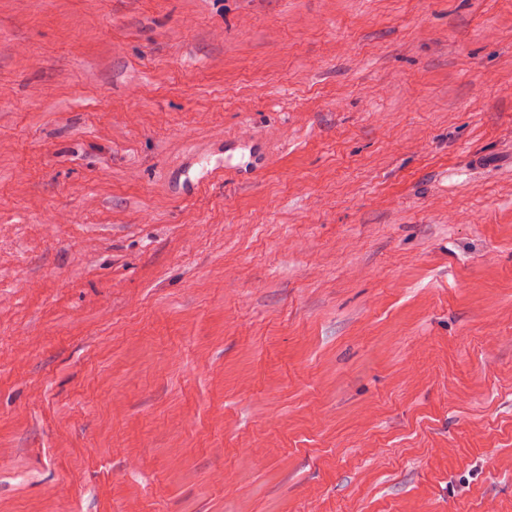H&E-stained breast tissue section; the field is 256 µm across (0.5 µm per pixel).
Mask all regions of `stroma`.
I'll return each instance as SVG.
<instances>
[{"label":"stroma","mask_w":512,"mask_h":512,"mask_svg":"<svg viewBox=\"0 0 512 512\" xmlns=\"http://www.w3.org/2000/svg\"><path fill=\"white\" fill-rule=\"evenodd\" d=\"M490 507L512 0H0V512Z\"/></svg>","instance_id":"obj_1"}]
</instances>
